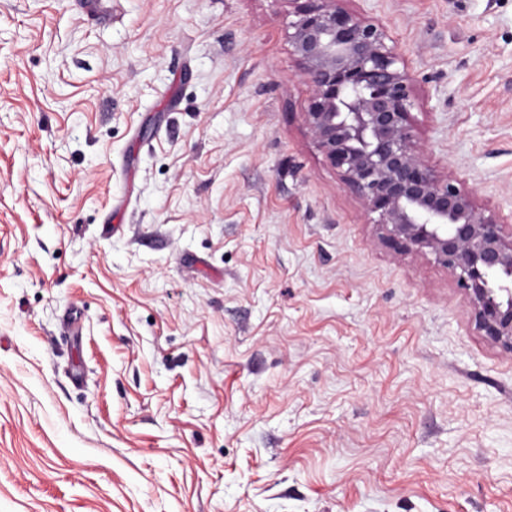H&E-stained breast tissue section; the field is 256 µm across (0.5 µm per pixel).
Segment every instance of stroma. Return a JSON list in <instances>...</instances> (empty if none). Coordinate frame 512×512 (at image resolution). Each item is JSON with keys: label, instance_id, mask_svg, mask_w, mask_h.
Wrapping results in <instances>:
<instances>
[{"label": "stroma", "instance_id": "stroma-1", "mask_svg": "<svg viewBox=\"0 0 512 512\" xmlns=\"http://www.w3.org/2000/svg\"><path fill=\"white\" fill-rule=\"evenodd\" d=\"M512 233V0H346ZM286 0H0V512H512V352L307 134Z\"/></svg>", "mask_w": 512, "mask_h": 512}]
</instances>
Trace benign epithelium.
Masks as SVG:
<instances>
[{
	"instance_id": "obj_1",
	"label": "benign epithelium",
	"mask_w": 512,
	"mask_h": 512,
	"mask_svg": "<svg viewBox=\"0 0 512 512\" xmlns=\"http://www.w3.org/2000/svg\"><path fill=\"white\" fill-rule=\"evenodd\" d=\"M288 37L312 88L304 126L372 223L405 249L426 251L455 278L475 324L512 352V237L451 175L422 157L410 73L384 25L342 0H287Z\"/></svg>"
}]
</instances>
